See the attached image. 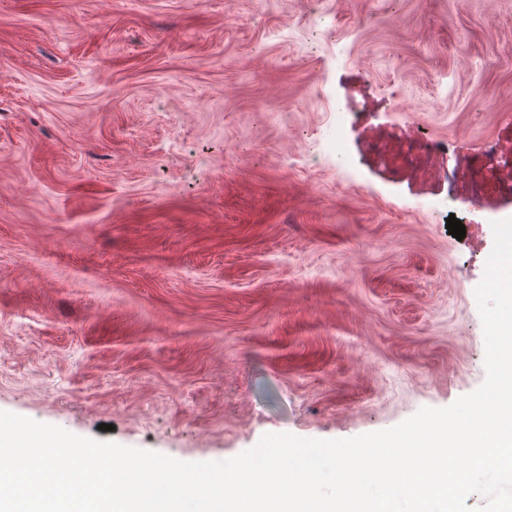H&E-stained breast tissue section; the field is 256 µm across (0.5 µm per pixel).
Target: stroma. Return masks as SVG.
I'll return each instance as SVG.
<instances>
[{"label": "stroma", "instance_id": "35a3bbf8", "mask_svg": "<svg viewBox=\"0 0 512 512\" xmlns=\"http://www.w3.org/2000/svg\"><path fill=\"white\" fill-rule=\"evenodd\" d=\"M474 169L512 184V0H0V411L221 462L452 405L512 217ZM349 122L347 112L336 113V119L329 132V150L336 154V159L347 160L345 151V136Z\"/></svg>", "mask_w": 512, "mask_h": 512}]
</instances>
